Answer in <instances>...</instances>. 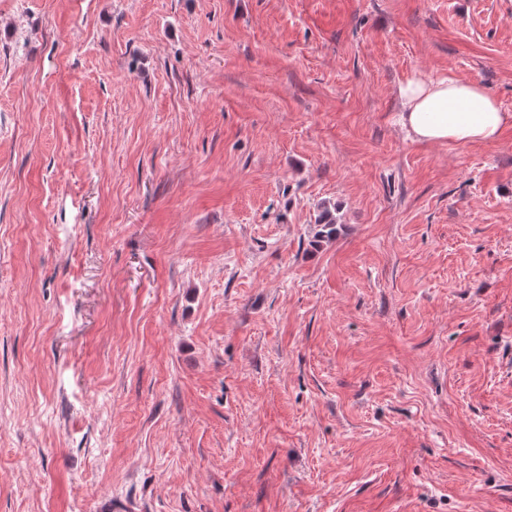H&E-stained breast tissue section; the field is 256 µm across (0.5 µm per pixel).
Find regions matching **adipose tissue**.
Wrapping results in <instances>:
<instances>
[{
  "instance_id": "obj_1",
  "label": "adipose tissue",
  "mask_w": 512,
  "mask_h": 512,
  "mask_svg": "<svg viewBox=\"0 0 512 512\" xmlns=\"http://www.w3.org/2000/svg\"><path fill=\"white\" fill-rule=\"evenodd\" d=\"M398 120L417 141L470 143L496 140L512 114L475 81L414 78L399 89Z\"/></svg>"
}]
</instances>
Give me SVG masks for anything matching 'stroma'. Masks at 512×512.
Returning <instances> with one entry per match:
<instances>
[{
	"mask_svg": "<svg viewBox=\"0 0 512 512\" xmlns=\"http://www.w3.org/2000/svg\"><path fill=\"white\" fill-rule=\"evenodd\" d=\"M417 76L512 113V0H0V512H512V127ZM398 120L416 141L470 143L496 140L512 114L475 81L414 78L399 88Z\"/></svg>",
	"mask_w": 512,
	"mask_h": 512,
	"instance_id": "stroma-1",
	"label": "stroma"
}]
</instances>
